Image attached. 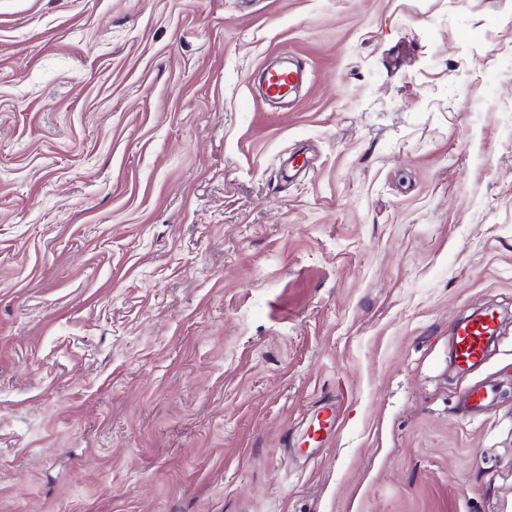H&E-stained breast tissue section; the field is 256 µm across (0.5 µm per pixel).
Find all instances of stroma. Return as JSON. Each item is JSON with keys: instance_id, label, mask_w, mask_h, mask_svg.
Here are the masks:
<instances>
[{"instance_id": "obj_1", "label": "stroma", "mask_w": 512, "mask_h": 512, "mask_svg": "<svg viewBox=\"0 0 512 512\" xmlns=\"http://www.w3.org/2000/svg\"><path fill=\"white\" fill-rule=\"evenodd\" d=\"M0 512H512V0H0ZM309 79L308 71L303 65L273 69L266 73L263 81V95L271 101L288 100L295 90ZM499 334L497 313L487 309L458 326L452 346L455 365L463 370L479 366L492 339ZM494 398L495 389L493 386L489 384H475L462 394L460 405L465 412L477 415L483 412ZM336 418V406L334 404L321 407L310 426L309 439L319 443L331 441L336 433Z\"/></svg>"}]
</instances>
